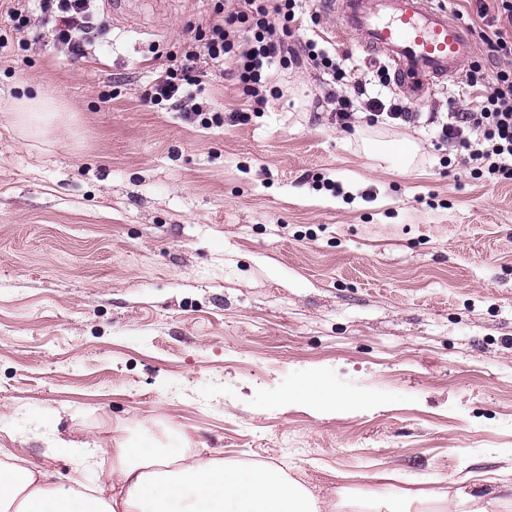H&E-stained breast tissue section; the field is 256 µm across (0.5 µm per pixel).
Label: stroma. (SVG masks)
Returning <instances> with one entry per match:
<instances>
[{
    "label": "stroma",
    "mask_w": 512,
    "mask_h": 512,
    "mask_svg": "<svg viewBox=\"0 0 512 512\" xmlns=\"http://www.w3.org/2000/svg\"><path fill=\"white\" fill-rule=\"evenodd\" d=\"M128 0L82 58L30 0L0 16V450L72 474L57 441H119L282 468L315 492L392 488L487 497L466 474L512 472V183L474 178L438 138L475 109L458 82L413 123L351 130L340 87L274 65L263 112L209 128L145 99L216 2ZM477 33L496 0H438ZM74 117L18 136L30 87ZM194 103L234 112L208 68ZM414 143L409 170L364 142ZM313 385L315 399L289 402ZM23 2H27L25 0H1L0 1V13L2 15V7L4 9V15L7 17L12 23L13 27L16 31L21 32L25 30V28L30 23L29 17L25 14L26 5Z\"/></svg>",
    "instance_id": "1"
}]
</instances>
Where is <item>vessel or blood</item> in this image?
Segmentation results:
<instances>
[{
    "mask_svg": "<svg viewBox=\"0 0 512 512\" xmlns=\"http://www.w3.org/2000/svg\"><path fill=\"white\" fill-rule=\"evenodd\" d=\"M334 38L383 56L398 90L420 99L435 84L461 75L473 53L467 26L433 0H346Z\"/></svg>",
    "mask_w": 512,
    "mask_h": 512,
    "instance_id": "obj_1",
    "label": "vessel or blood"
}]
</instances>
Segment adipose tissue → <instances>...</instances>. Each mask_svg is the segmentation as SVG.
Listing matches in <instances>:
<instances>
[{"label":"adipose tissue","mask_w":512,"mask_h":512,"mask_svg":"<svg viewBox=\"0 0 512 512\" xmlns=\"http://www.w3.org/2000/svg\"><path fill=\"white\" fill-rule=\"evenodd\" d=\"M58 117L52 98L40 87L13 100L9 112L11 124L24 136ZM95 455L89 448L74 462L75 472L95 474L88 493L78 480L56 486L48 472L0 465V512H411L416 502L428 505V512L452 508L440 494L405 488L351 502L342 487L336 500L328 501L275 466L166 455L144 443L121 445L108 469L97 466Z\"/></svg>","instance_id":"ef3b65f1"}]
</instances>
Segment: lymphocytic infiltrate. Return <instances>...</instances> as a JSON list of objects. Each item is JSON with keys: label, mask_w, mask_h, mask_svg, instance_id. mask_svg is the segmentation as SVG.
I'll use <instances>...</instances> for the list:
<instances>
[{"label": "lymphocytic infiltrate", "mask_w": 512, "mask_h": 512, "mask_svg": "<svg viewBox=\"0 0 512 512\" xmlns=\"http://www.w3.org/2000/svg\"><path fill=\"white\" fill-rule=\"evenodd\" d=\"M89 0H40L42 13L53 17L54 40L67 46L70 54L84 55L92 41L87 21ZM300 22L299 0H237L232 12L215 8L204 31L198 32L193 43L183 47L173 58L147 94L150 103H170L177 107L185 99L184 85L198 71L202 61L223 63L231 60L232 76L249 97L248 110L231 113L232 122L246 123L251 113L261 111L266 104L264 88L269 71L275 63H310L329 74L344 90L338 100L336 122L348 127L355 101L366 100L370 124H390L394 121L413 122L415 113L397 103L386 104L367 98L362 81L348 79L335 53L320 47L316 40H307L302 48L290 45L288 39ZM465 83L472 88L480 107L474 112H452L441 128L444 142L464 149L478 171L488 173L498 181H512V67L498 68L492 86H485L478 71L467 72Z\"/></svg>", "instance_id": "lymphocytic-infiltrate-1"}]
</instances>
